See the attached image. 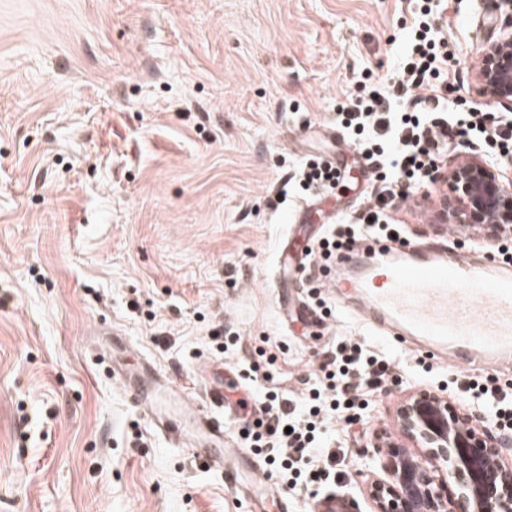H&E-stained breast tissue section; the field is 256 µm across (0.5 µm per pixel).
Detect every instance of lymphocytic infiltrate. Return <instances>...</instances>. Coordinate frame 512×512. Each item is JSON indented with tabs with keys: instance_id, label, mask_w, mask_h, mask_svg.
<instances>
[{
	"instance_id": "obj_1",
	"label": "lymphocytic infiltrate",
	"mask_w": 512,
	"mask_h": 512,
	"mask_svg": "<svg viewBox=\"0 0 512 512\" xmlns=\"http://www.w3.org/2000/svg\"><path fill=\"white\" fill-rule=\"evenodd\" d=\"M414 2L398 68L380 80L366 78L353 104L338 112L347 138L364 155L379 189L354 223L327 225L312 241L308 253L321 261L373 235L406 242L404 225L390 211L407 200L412 186L436 181L449 119L445 113L451 53L439 26L447 3ZM393 367L365 341L341 340L327 351L304 402L268 387L257 392L262 416L255 424H244L243 432L267 476L286 491L322 485L335 472L339 457L324 441L330 424L349 425L363 418L369 396L393 376ZM448 392L465 394L492 412L503 431H512V386L489 375L458 372L449 374Z\"/></svg>"
}]
</instances>
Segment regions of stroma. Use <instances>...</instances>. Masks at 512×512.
Masks as SVG:
<instances>
[{"mask_svg": "<svg viewBox=\"0 0 512 512\" xmlns=\"http://www.w3.org/2000/svg\"><path fill=\"white\" fill-rule=\"evenodd\" d=\"M409 0H0V512H249L186 450L166 444L113 367L148 360L204 399L209 363L236 371L274 355L298 399L325 349L359 338L356 318L310 317L290 279L281 319L272 282L324 229L376 191L366 163L326 135L365 73L385 77ZM448 94L486 105L471 71L501 29L498 0H450ZM349 167L301 193L294 168ZM441 185L393 216L411 242L447 245ZM239 337L219 352L214 332ZM405 365L321 498L356 501L383 470L372 439L396 438L400 402L446 386L448 366L373 335Z\"/></svg>", "mask_w": 512, "mask_h": 512, "instance_id": "1", "label": "stroma"}]
</instances>
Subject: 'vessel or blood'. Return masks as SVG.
Segmentation results:
<instances>
[{
  "label": "vessel or blood",
  "mask_w": 512,
  "mask_h": 512,
  "mask_svg": "<svg viewBox=\"0 0 512 512\" xmlns=\"http://www.w3.org/2000/svg\"><path fill=\"white\" fill-rule=\"evenodd\" d=\"M330 293L351 300L369 331L416 342L437 359L497 367L512 358V265L480 250L423 249L376 239L342 252L325 279ZM154 429L173 446L220 470L249 499L252 512H293L287 495L259 481V466L228 438L237 415L224 400V377L204 372L206 404H190L168 376L148 369L114 370Z\"/></svg>",
  "instance_id": "obj_1"
}]
</instances>
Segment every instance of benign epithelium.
<instances>
[{"mask_svg":"<svg viewBox=\"0 0 512 512\" xmlns=\"http://www.w3.org/2000/svg\"><path fill=\"white\" fill-rule=\"evenodd\" d=\"M500 9L501 35L483 47L473 72L490 102L512 112V0H500ZM438 179L448 187L443 222L512 235V186L498 166L470 156ZM396 416L411 447L388 444L385 478L368 486L375 512H512V464L500 461L511 439L429 389L407 397Z\"/></svg>","mask_w":512,"mask_h":512,"instance_id":"7a95c632","label":"benign epithelium"}]
</instances>
